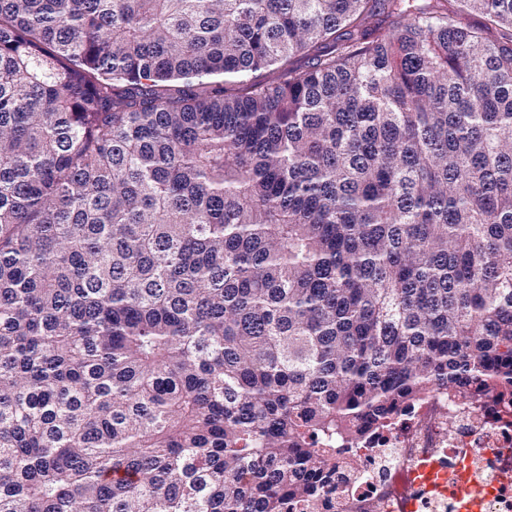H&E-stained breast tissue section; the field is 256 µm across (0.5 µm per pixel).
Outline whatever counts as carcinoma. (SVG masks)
<instances>
[{
    "instance_id": "carcinoma-1",
    "label": "carcinoma",
    "mask_w": 512,
    "mask_h": 512,
    "mask_svg": "<svg viewBox=\"0 0 512 512\" xmlns=\"http://www.w3.org/2000/svg\"><path fill=\"white\" fill-rule=\"evenodd\" d=\"M481 389L512 0H0V512H316Z\"/></svg>"
}]
</instances>
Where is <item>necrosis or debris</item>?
I'll list each match as a JSON object with an SVG mask.
<instances>
[{
	"label": "necrosis or debris",
	"instance_id": "necrosis-or-debris-1",
	"mask_svg": "<svg viewBox=\"0 0 512 512\" xmlns=\"http://www.w3.org/2000/svg\"><path fill=\"white\" fill-rule=\"evenodd\" d=\"M318 512H512V396L409 402L352 445Z\"/></svg>",
	"mask_w": 512,
	"mask_h": 512
}]
</instances>
